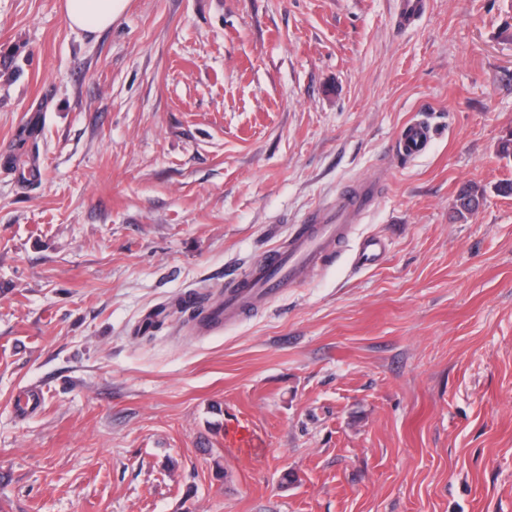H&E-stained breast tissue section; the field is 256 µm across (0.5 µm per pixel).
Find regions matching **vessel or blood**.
<instances>
[{
    "instance_id": "1",
    "label": "vessel or blood",
    "mask_w": 512,
    "mask_h": 512,
    "mask_svg": "<svg viewBox=\"0 0 512 512\" xmlns=\"http://www.w3.org/2000/svg\"><path fill=\"white\" fill-rule=\"evenodd\" d=\"M425 11V0H397L395 23L404 28L418 21ZM436 136V130L421 120L408 121L395 142L399 158L421 156ZM382 177L356 181L344 189L333 205L314 210L305 226L292 238L287 251L269 252L267 259L243 279L238 288L225 294L211 310L215 325L221 326L236 314L242 301L268 299L281 288L301 283L318 268L340 244L348 225L361 223L375 204Z\"/></svg>"
}]
</instances>
